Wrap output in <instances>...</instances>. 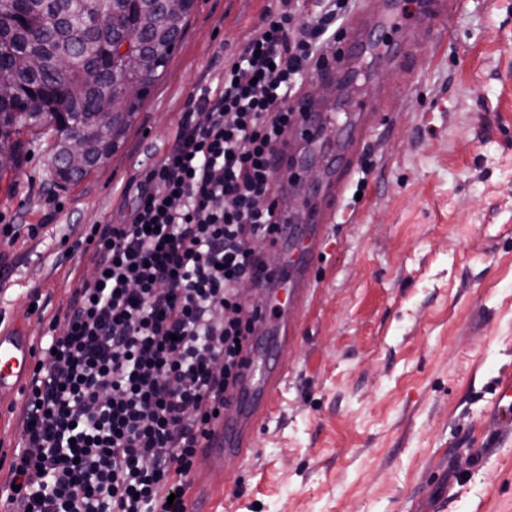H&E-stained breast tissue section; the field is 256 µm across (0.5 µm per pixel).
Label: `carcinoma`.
<instances>
[{"instance_id": "carcinoma-1", "label": "carcinoma", "mask_w": 512, "mask_h": 512, "mask_svg": "<svg viewBox=\"0 0 512 512\" xmlns=\"http://www.w3.org/2000/svg\"><path fill=\"white\" fill-rule=\"evenodd\" d=\"M188 14L165 0H0V153L18 165V135L34 129L52 138L54 166L76 128L88 161L71 180L87 175L141 109L146 94L129 99L126 90L163 74ZM107 57L112 75L131 78L121 91L113 80L84 78Z\"/></svg>"}]
</instances>
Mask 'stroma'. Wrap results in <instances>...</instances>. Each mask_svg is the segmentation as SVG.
Wrapping results in <instances>:
<instances>
[{"label":"stroma","instance_id":"35a3bbf8","mask_svg":"<svg viewBox=\"0 0 512 512\" xmlns=\"http://www.w3.org/2000/svg\"><path fill=\"white\" fill-rule=\"evenodd\" d=\"M267 0H194L164 73L119 148L54 185L45 139L0 173L14 265L0 318L40 343L92 255L91 225L128 219L120 192L162 152L189 96L212 85ZM382 91L355 206L325 228L310 311L282 358L277 400L245 459L199 455L200 512H512V435L489 422L512 375V0H460L409 72L365 65L349 97ZM43 317L30 316L36 296Z\"/></svg>","mask_w":512,"mask_h":512}]
</instances>
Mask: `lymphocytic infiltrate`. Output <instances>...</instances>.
Returning <instances> with one entry per match:
<instances>
[{
    "label": "lymphocytic infiltrate",
    "mask_w": 512,
    "mask_h": 512,
    "mask_svg": "<svg viewBox=\"0 0 512 512\" xmlns=\"http://www.w3.org/2000/svg\"><path fill=\"white\" fill-rule=\"evenodd\" d=\"M355 0H271L265 23L189 97L155 162L92 225L94 268L54 318L21 411L5 512H187L186 486L231 404L262 309L261 246L284 221L294 101L336 61Z\"/></svg>",
    "instance_id": "lymphocytic-infiltrate-1"
}]
</instances>
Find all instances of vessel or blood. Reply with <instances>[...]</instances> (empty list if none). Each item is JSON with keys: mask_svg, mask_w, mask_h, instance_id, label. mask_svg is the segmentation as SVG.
Returning <instances> with one entry per match:
<instances>
[{"mask_svg": "<svg viewBox=\"0 0 512 512\" xmlns=\"http://www.w3.org/2000/svg\"><path fill=\"white\" fill-rule=\"evenodd\" d=\"M447 17V0H359V8L346 26L344 39L336 45V66L330 71V87L340 88L355 81L358 65L372 57L390 63L394 69L407 70L415 48L429 36L437 22ZM384 27L397 32L396 42L378 45L368 40L370 30ZM295 106L306 113L307 119L292 133V140L317 141L326 112L307 97L297 99ZM394 108V103L383 96L364 97L350 135L336 149V168L323 193L311 204L303 225L287 227L280 247L292 252L293 257L276 270L272 283L265 290V307L279 310V322L273 326L264 318L258 323L260 330H274L280 347H287L294 339L293 319L307 305L310 272L320 256L323 229L332 223L335 206L357 168L359 146L366 141L377 115ZM37 361L33 344L22 328L0 329V405L24 395ZM287 370L285 363L267 360L256 350H249L240 384L233 394L236 412L226 415L223 422L216 425L207 448L213 468H223L226 454L246 457L255 433L275 402ZM505 404L512 406L510 377L497 386L491 410L498 425L509 430L512 429V413L502 412Z\"/></svg>", "mask_w": 512, "mask_h": 512, "instance_id": "obj_1", "label": "vessel or blood"}]
</instances>
